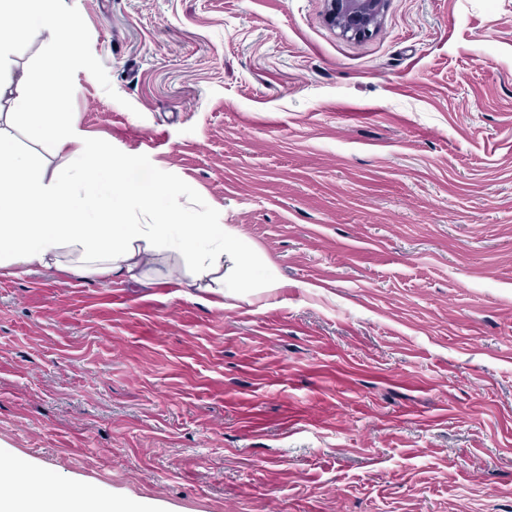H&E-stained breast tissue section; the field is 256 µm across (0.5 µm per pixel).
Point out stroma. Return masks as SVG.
<instances>
[{"mask_svg":"<svg viewBox=\"0 0 512 512\" xmlns=\"http://www.w3.org/2000/svg\"><path fill=\"white\" fill-rule=\"evenodd\" d=\"M67 110L281 288L0 269V459L94 512H512V0H61ZM327 20L342 36L361 39L371 35L386 0H326Z\"/></svg>","mask_w":512,"mask_h":512,"instance_id":"1","label":"stroma"}]
</instances>
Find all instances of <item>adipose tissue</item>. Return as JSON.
<instances>
[{"mask_svg": "<svg viewBox=\"0 0 512 512\" xmlns=\"http://www.w3.org/2000/svg\"><path fill=\"white\" fill-rule=\"evenodd\" d=\"M58 0H0V15L16 20L18 32L43 37L61 51L40 78L41 95L20 91L11 67L13 43L0 37V269L30 267L103 281L137 279L172 256L189 286L238 299L257 288L278 287L264 260L238 232L224 224H195L175 186L158 178L147 185L127 180L133 159L107 160L70 120L66 77L75 63L65 53L80 30L77 15ZM23 122L33 140L66 155L57 171L16 149L9 120ZM44 481L14 463L0 469V512H43L33 491Z\"/></svg>", "mask_w": 512, "mask_h": 512, "instance_id": "obj_1", "label": "adipose tissue"}]
</instances>
